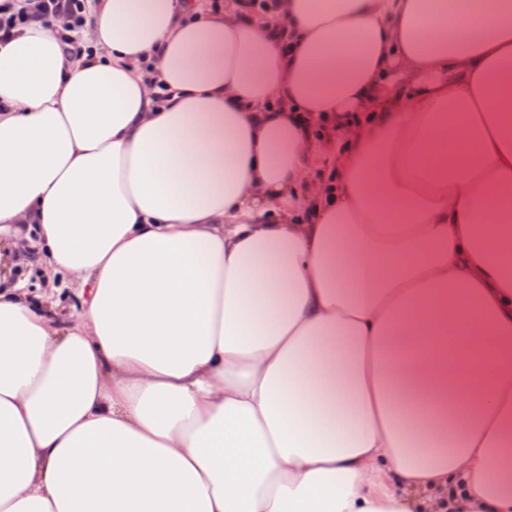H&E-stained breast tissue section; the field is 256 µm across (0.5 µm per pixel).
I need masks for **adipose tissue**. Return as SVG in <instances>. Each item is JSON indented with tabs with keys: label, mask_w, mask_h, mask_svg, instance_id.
I'll use <instances>...</instances> for the list:
<instances>
[{
	"label": "adipose tissue",
	"mask_w": 512,
	"mask_h": 512,
	"mask_svg": "<svg viewBox=\"0 0 512 512\" xmlns=\"http://www.w3.org/2000/svg\"><path fill=\"white\" fill-rule=\"evenodd\" d=\"M86 35L0 41V512H512V0Z\"/></svg>",
	"instance_id": "obj_1"
}]
</instances>
